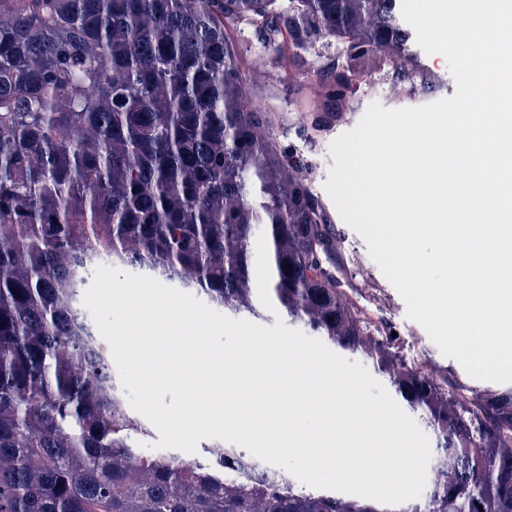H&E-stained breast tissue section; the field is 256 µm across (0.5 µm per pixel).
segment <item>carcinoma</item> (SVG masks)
Instances as JSON below:
<instances>
[{"label": "carcinoma", "instance_id": "obj_1", "mask_svg": "<svg viewBox=\"0 0 512 512\" xmlns=\"http://www.w3.org/2000/svg\"><path fill=\"white\" fill-rule=\"evenodd\" d=\"M397 0H0V512H512V388H479L395 348L345 286L332 218L273 108L244 104L227 29L272 47L287 31L312 70L313 35L357 60L395 49L418 69ZM365 69L322 76L341 112ZM263 228L279 309L370 359L438 437L424 503L393 510L299 490L234 448L216 466L141 454L105 351L80 307L104 260L258 313Z\"/></svg>", "mask_w": 512, "mask_h": 512}]
</instances>
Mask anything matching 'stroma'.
Wrapping results in <instances>:
<instances>
[{"instance_id":"stroma-1","label":"stroma","mask_w":512,"mask_h":512,"mask_svg":"<svg viewBox=\"0 0 512 512\" xmlns=\"http://www.w3.org/2000/svg\"><path fill=\"white\" fill-rule=\"evenodd\" d=\"M240 39L243 43V54L240 58L243 71L251 75L254 90L248 93L245 103L248 107H256L260 95L266 88L264 71L267 65L268 51L263 42L252 32H244ZM412 52L421 66L428 82L423 93L411 95L406 89L391 93V83L387 80L384 69L389 61L385 53H377L366 60L364 67L368 72L366 83L355 86L348 99L351 111H366L371 103H380L386 108L416 107L430 104L451 97L456 92V83L448 70L447 61L439 54H427L419 45H412ZM317 74L300 76L297 80H289L286 70H279L276 82L280 90L277 106L283 112L301 110L316 112L317 110ZM289 141L304 160L313 163L317 173L314 185L316 194H323L324 182L328 179V170L334 160L329 153L330 138L323 137L315 142H307L301 133L291 132ZM334 231L340 247L345 270L356 285H363L370 277L380 276L381 271L371 259L364 240L341 218H334ZM357 305L371 320L384 324L396 333V345L406 356L426 359L429 365L437 368L456 367L454 359L445 357L431 341L425 329L406 316V305L395 288L389 287L381 291H367L359 298Z\"/></svg>"}]
</instances>
